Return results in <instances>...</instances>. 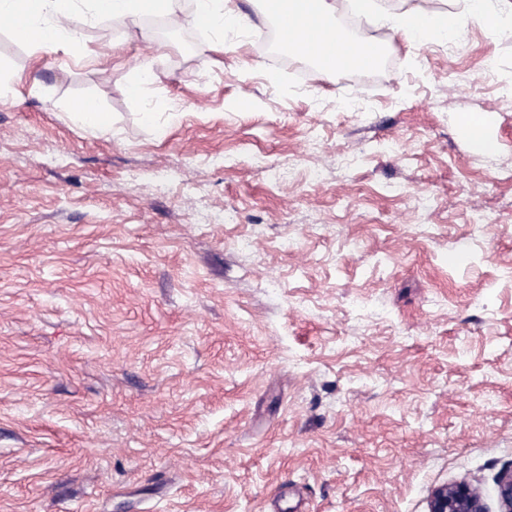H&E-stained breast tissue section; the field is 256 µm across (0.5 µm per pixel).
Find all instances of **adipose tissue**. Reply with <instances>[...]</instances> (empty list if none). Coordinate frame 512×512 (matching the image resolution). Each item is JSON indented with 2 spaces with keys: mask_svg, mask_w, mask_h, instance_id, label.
<instances>
[{
  "mask_svg": "<svg viewBox=\"0 0 512 512\" xmlns=\"http://www.w3.org/2000/svg\"><path fill=\"white\" fill-rule=\"evenodd\" d=\"M80 0H0V19L13 22L12 35L38 50L61 49L73 56L85 52L74 26ZM95 21L120 19L139 25L144 19L165 16L175 28L190 27L214 43L225 31L248 24V17L227 0H191L189 11L178 10L174 0H89ZM263 16L293 27L287 48L298 57L316 60L323 72L344 65L370 67L378 57L374 47L360 46L340 35L331 18L334 0H259ZM392 25L407 39L422 44L432 39H453L457 30L445 13L420 9L392 18Z\"/></svg>",
  "mask_w": 512,
  "mask_h": 512,
  "instance_id": "obj_1",
  "label": "adipose tissue"
}]
</instances>
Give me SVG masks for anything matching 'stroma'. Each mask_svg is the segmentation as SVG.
<instances>
[{"mask_svg":"<svg viewBox=\"0 0 512 512\" xmlns=\"http://www.w3.org/2000/svg\"><path fill=\"white\" fill-rule=\"evenodd\" d=\"M433 7L458 51L382 27L385 67L310 91L291 86L309 62L160 16L83 25L81 57L0 28V512H428L462 480L497 512L512 33ZM86 97L110 130L69 121ZM474 117L496 153L470 146ZM163 55L162 48L156 47L152 43V54L141 61L136 67L135 78L129 85V93L131 96L138 97L140 95L143 85L152 74L154 61L160 59Z\"/></svg>","mask_w":512,"mask_h":512,"instance_id":"obj_1","label":"stroma"}]
</instances>
